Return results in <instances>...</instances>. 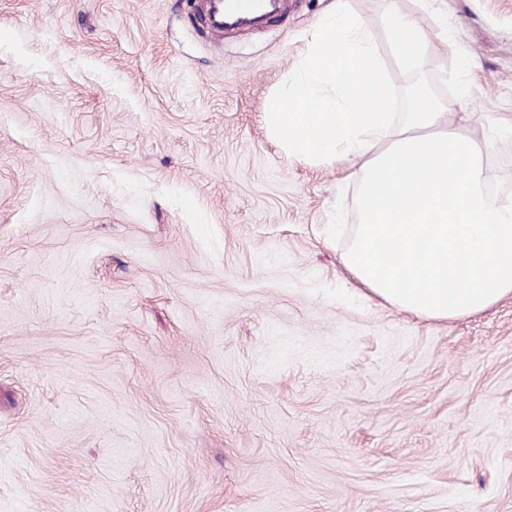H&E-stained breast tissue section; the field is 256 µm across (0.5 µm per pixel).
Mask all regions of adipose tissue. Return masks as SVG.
Instances as JSON below:
<instances>
[{"instance_id": "1", "label": "adipose tissue", "mask_w": 512, "mask_h": 512, "mask_svg": "<svg viewBox=\"0 0 512 512\" xmlns=\"http://www.w3.org/2000/svg\"><path fill=\"white\" fill-rule=\"evenodd\" d=\"M383 23L408 69L430 66L429 33L397 0ZM447 112L433 94L398 111L369 25L331 0L265 114L287 155L357 161L347 271L383 303L443 321L512 297V198L490 191L483 169L497 145H477Z\"/></svg>"}]
</instances>
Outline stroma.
Instances as JSON below:
<instances>
[{
    "mask_svg": "<svg viewBox=\"0 0 512 512\" xmlns=\"http://www.w3.org/2000/svg\"><path fill=\"white\" fill-rule=\"evenodd\" d=\"M330 2L216 39L181 0H0V512H512V297H368L354 163L268 132ZM399 2L512 197V0Z\"/></svg>",
    "mask_w": 512,
    "mask_h": 512,
    "instance_id": "35a3bbf8",
    "label": "stroma"
}]
</instances>
